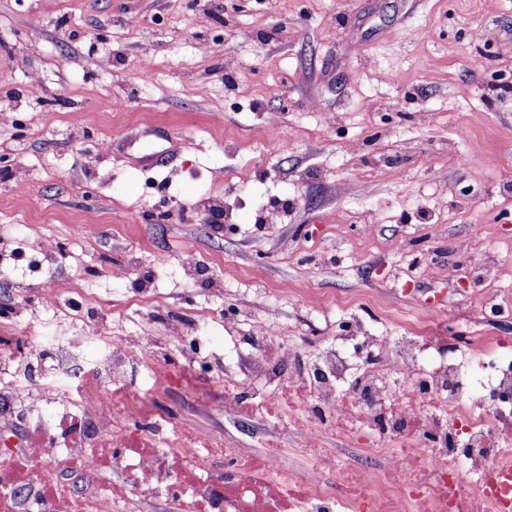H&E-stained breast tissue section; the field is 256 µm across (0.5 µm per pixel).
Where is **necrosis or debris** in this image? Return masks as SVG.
<instances>
[{"mask_svg":"<svg viewBox=\"0 0 512 512\" xmlns=\"http://www.w3.org/2000/svg\"><path fill=\"white\" fill-rule=\"evenodd\" d=\"M369 357L353 372L340 349L323 351L307 378L309 398L282 426L304 431L315 466L324 429L370 423L376 445L341 474L316 480L281 464L279 444L262 460L206 441L171 415H144L128 390L123 339L72 388L67 372L80 354L70 344L41 381L0 377V442L25 428L24 455H0V512H139L140 487L190 499L194 512H494L483 487L512 461V363L492 341L435 335L388 336L356 329ZM54 405L45 415L44 405ZM122 480L103 482L110 470Z\"/></svg>","mask_w":512,"mask_h":512,"instance_id":"obj_1","label":"necrosis or debris"}]
</instances>
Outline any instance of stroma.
Wrapping results in <instances>:
<instances>
[{"label":"stroma","instance_id":"obj_1","mask_svg":"<svg viewBox=\"0 0 512 512\" xmlns=\"http://www.w3.org/2000/svg\"><path fill=\"white\" fill-rule=\"evenodd\" d=\"M0 251L43 356L184 313L197 362L135 353L136 391L257 458L318 352L252 379L266 325L452 311L512 356V0H0ZM213 386H224V412L242 414V410L235 403V395L240 388V382L224 374H217L211 379Z\"/></svg>","mask_w":512,"mask_h":512}]
</instances>
